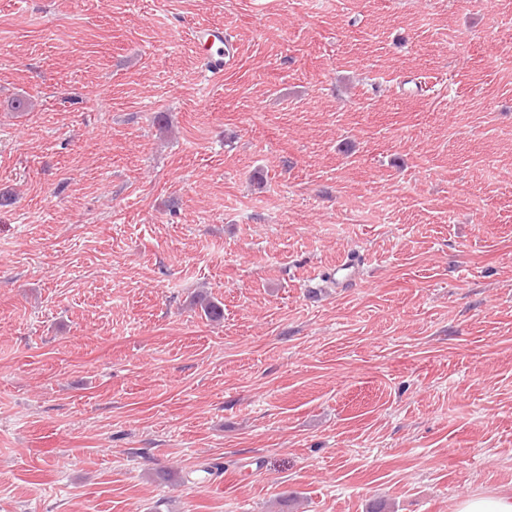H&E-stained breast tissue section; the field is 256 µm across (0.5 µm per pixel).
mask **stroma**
Instances as JSON below:
<instances>
[{
    "label": "stroma",
    "mask_w": 512,
    "mask_h": 512,
    "mask_svg": "<svg viewBox=\"0 0 512 512\" xmlns=\"http://www.w3.org/2000/svg\"><path fill=\"white\" fill-rule=\"evenodd\" d=\"M200 25L236 48L223 77ZM489 493L512 0H0V512ZM197 48L206 63V70L212 76H223L224 66L229 64L233 57V46L224 47V30L219 27L201 25L195 28Z\"/></svg>",
    "instance_id": "35a3bbf8"
}]
</instances>
